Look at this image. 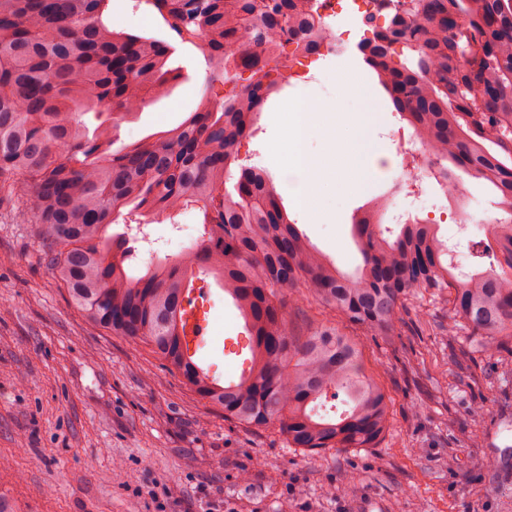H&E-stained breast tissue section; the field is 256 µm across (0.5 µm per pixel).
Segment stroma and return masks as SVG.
I'll return each instance as SVG.
<instances>
[{
	"instance_id": "35a3bbf8",
	"label": "stroma",
	"mask_w": 512,
	"mask_h": 512,
	"mask_svg": "<svg viewBox=\"0 0 512 512\" xmlns=\"http://www.w3.org/2000/svg\"><path fill=\"white\" fill-rule=\"evenodd\" d=\"M114 29L168 39L160 15L137 0H112ZM181 76L171 92L116 129L123 145L181 124L209 82L201 52L178 45ZM337 62L322 60L313 79L283 82L240 153L288 179L268 143L274 113L299 95L335 101ZM452 211L499 217L482 179L461 174ZM392 165L375 174L337 219L309 220L283 204L310 242L351 273L361 263L352 234L357 215L378 209L425 217L444 197L437 183L421 193ZM0 204V512H512V352L470 351L469 337L409 328L360 337L367 368L382 386L390 427L374 448L309 454L276 428L225 420L140 342L88 323L45 264L35 225L16 224ZM210 335L216 349L244 331L232 299L211 285ZM482 403L485 416L470 409Z\"/></svg>"
}]
</instances>
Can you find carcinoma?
<instances>
[{
	"label": "carcinoma",
	"mask_w": 512,
	"mask_h": 512,
	"mask_svg": "<svg viewBox=\"0 0 512 512\" xmlns=\"http://www.w3.org/2000/svg\"><path fill=\"white\" fill-rule=\"evenodd\" d=\"M110 2L0 0V200L32 193L31 208L15 214L38 226L45 261L81 317L150 346L224 419L275 425L310 454L372 448L389 427L386 395L346 329L396 336L410 304L446 297L455 331L485 351L512 342V217L491 228L498 267L466 274L431 225L405 224L390 239L363 217L354 225L362 265L347 274L289 218L268 171L240 163L283 71L327 37L313 0H143L169 42L114 30ZM385 11L362 53L434 153V179L446 191L457 169L478 176L512 212V0H367L366 19ZM179 42L199 44L219 87L179 126L112 149L109 119L91 130L83 116H132L145 97L164 95L178 77L168 64ZM230 70L250 73L247 83L225 77ZM128 207L151 220L198 208L199 241L133 276L128 239L109 233ZM200 273L245 319L249 366L235 382L187 352L185 306ZM304 294L343 325L320 321L294 335L287 307ZM328 399L342 409L320 413Z\"/></svg>",
	"instance_id": "carcinoma-1"
}]
</instances>
